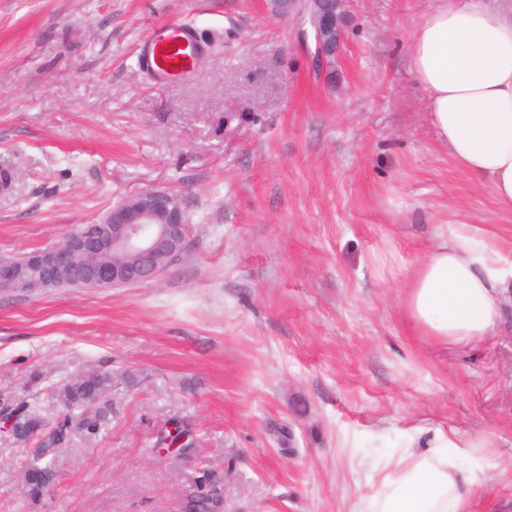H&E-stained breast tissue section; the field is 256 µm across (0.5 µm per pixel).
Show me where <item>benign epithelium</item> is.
Here are the masks:
<instances>
[{"label": "benign epithelium", "mask_w": 512, "mask_h": 512, "mask_svg": "<svg viewBox=\"0 0 512 512\" xmlns=\"http://www.w3.org/2000/svg\"><path fill=\"white\" fill-rule=\"evenodd\" d=\"M282 17H302L308 28L300 39H313L318 73L330 76L345 37L348 0H270ZM189 223L182 198L169 189L133 192L100 220L67 234L59 243L26 255L39 277L25 280L0 260V288L34 292L62 285L114 288L149 282L185 251Z\"/></svg>", "instance_id": "obj_1"}]
</instances>
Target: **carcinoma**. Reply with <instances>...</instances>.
<instances>
[{
    "instance_id": "cac0c4a2",
    "label": "carcinoma",
    "mask_w": 512,
    "mask_h": 512,
    "mask_svg": "<svg viewBox=\"0 0 512 512\" xmlns=\"http://www.w3.org/2000/svg\"><path fill=\"white\" fill-rule=\"evenodd\" d=\"M111 386L109 376L102 373H89L76 377L59 389L61 401L67 410L65 420L55 429L53 439L66 446L74 435L91 436L99 432L112 414V403L106 400L107 391ZM11 415L16 421L14 430L25 429L38 433L45 428L38 410L27 400L10 405ZM188 440L182 444L183 451L189 452L197 446V439L188 430L181 431L175 436H160L156 447H169L181 437ZM26 478L23 480L25 493L35 501L51 484L55 477L54 460L45 459L42 450H37L25 459ZM216 489L209 486L208 478L195 482L194 487L186 495L183 506L195 512H210L213 504L210 499L215 497Z\"/></svg>"
}]
</instances>
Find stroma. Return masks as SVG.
Here are the masks:
<instances>
[{
	"label": "stroma",
	"mask_w": 512,
	"mask_h": 512,
	"mask_svg": "<svg viewBox=\"0 0 512 512\" xmlns=\"http://www.w3.org/2000/svg\"><path fill=\"white\" fill-rule=\"evenodd\" d=\"M436 3L351 0L326 82L267 0H0V256L137 190L174 191L189 217L155 280L0 292V397L53 422L64 382L112 376L106 429L59 449L39 501L21 469L42 438L0 420V512H181L205 475L226 512H350L437 429L494 437L473 510L512 512V322L442 351L402 314L433 225L512 235V211L439 145L409 70ZM175 21L203 49L160 83L139 53ZM178 424L193 455L156 445Z\"/></svg>",
	"instance_id": "35a3bbf8"
}]
</instances>
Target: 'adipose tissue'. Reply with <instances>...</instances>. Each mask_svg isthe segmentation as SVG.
Instances as JSON below:
<instances>
[{"label":"adipose tissue","instance_id":"adipose-tissue-1","mask_svg":"<svg viewBox=\"0 0 512 512\" xmlns=\"http://www.w3.org/2000/svg\"><path fill=\"white\" fill-rule=\"evenodd\" d=\"M409 68L427 120L455 166L512 210V0H438L415 26ZM512 304V240L485 225H435L411 271L403 316L442 347L492 335ZM491 437L434 431L389 460L355 512H471L487 489L466 465Z\"/></svg>","mask_w":512,"mask_h":512}]
</instances>
